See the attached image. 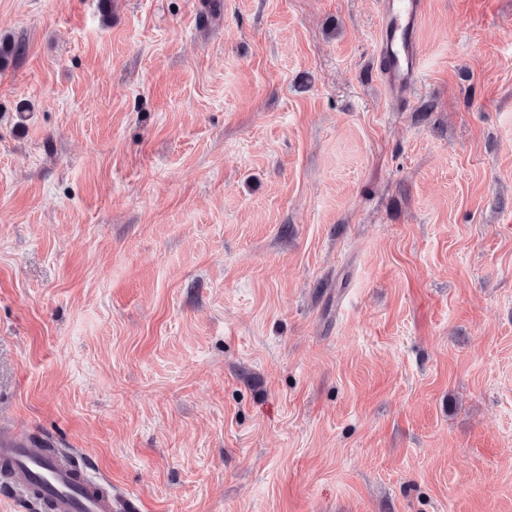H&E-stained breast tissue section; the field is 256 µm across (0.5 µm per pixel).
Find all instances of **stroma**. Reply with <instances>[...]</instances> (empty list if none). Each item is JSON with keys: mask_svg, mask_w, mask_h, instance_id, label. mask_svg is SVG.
Returning a JSON list of instances; mask_svg holds the SVG:
<instances>
[{"mask_svg": "<svg viewBox=\"0 0 512 512\" xmlns=\"http://www.w3.org/2000/svg\"><path fill=\"white\" fill-rule=\"evenodd\" d=\"M378 30L0 0V431L136 512H512V0H427L401 108Z\"/></svg>", "mask_w": 512, "mask_h": 512, "instance_id": "1", "label": "stroma"}]
</instances>
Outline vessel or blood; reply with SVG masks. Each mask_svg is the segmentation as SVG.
<instances>
[{"label": "vessel or blood", "instance_id": "vessel-or-blood-1", "mask_svg": "<svg viewBox=\"0 0 512 512\" xmlns=\"http://www.w3.org/2000/svg\"><path fill=\"white\" fill-rule=\"evenodd\" d=\"M376 57L389 98L404 105L422 77L417 31L425 0H378ZM0 463L20 474L17 492L28 502L48 503L51 512H125V500L102 487L89 467L70 453L48 454L35 443L0 437Z\"/></svg>", "mask_w": 512, "mask_h": 512}]
</instances>
